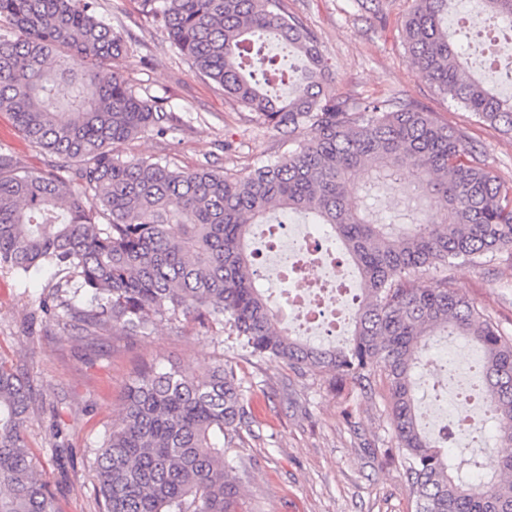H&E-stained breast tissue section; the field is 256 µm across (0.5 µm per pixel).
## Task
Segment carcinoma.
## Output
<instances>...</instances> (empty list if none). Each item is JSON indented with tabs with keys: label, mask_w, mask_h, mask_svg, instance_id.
Masks as SVG:
<instances>
[{
	"label": "carcinoma",
	"mask_w": 512,
	"mask_h": 512,
	"mask_svg": "<svg viewBox=\"0 0 512 512\" xmlns=\"http://www.w3.org/2000/svg\"><path fill=\"white\" fill-rule=\"evenodd\" d=\"M192 71L215 83L296 147L246 176L164 159H124L113 146L164 136L181 117L164 95L136 89L113 69L130 46L97 0H0V112L46 156L22 167L0 150V272L64 275L41 312L49 326L84 337L158 323L219 325L244 347L305 372H332L353 389L381 373L389 417L416 512H512V455L486 458L500 479L470 484L477 458L451 457L425 432L414 395L426 338L477 345L480 385L498 439L512 443V336L444 275L512 250V182L487 168L462 129L400 97L351 102L324 92L318 38L285 0H133ZM402 43L436 90L480 121L512 132V98L464 68L446 26L458 0H410ZM512 22V0H480ZM276 42L304 58L283 97L272 86ZM414 183L410 229L378 224L365 199ZM327 224L360 277L346 343L315 346L277 326L251 266L250 229L277 212ZM77 281L75 304L62 289ZM65 315L58 314V308ZM39 407L28 378L0 360V512H59L24 431ZM250 426L235 368L206 377L178 368L140 373L93 461L102 512H240L239 481L224 456Z\"/></svg>",
	"instance_id": "1"
}]
</instances>
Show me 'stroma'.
I'll return each instance as SVG.
<instances>
[{"mask_svg":"<svg viewBox=\"0 0 512 512\" xmlns=\"http://www.w3.org/2000/svg\"><path fill=\"white\" fill-rule=\"evenodd\" d=\"M111 24L123 26L131 51L117 70L131 84L167 96L183 127L159 137L145 133L115 145L126 158H165L185 169L207 165L247 175L294 148L293 140L255 121L249 109L195 76L165 33L143 19L132 0H98ZM316 33L333 75L328 95L352 101L385 95L411 98L449 127L467 131L493 175L512 178V135L479 121L423 78L400 38L406 0H386L385 26L367 20L354 0H287ZM231 152H224V143ZM0 149L27 169L45 157L0 112ZM448 277L459 293L486 308L512 336V261L458 265ZM57 275L32 271L28 279L0 272V357L30 379L41 396L26 439L55 495L60 512H98L92 471L104 430L117 418L127 386L143 369L178 367L206 375L231 364L241 381L251 426L224 465L238 478L243 512H415L382 382L342 389L332 374H300L261 357L216 327L195 322L177 329L157 324L144 336L104 333L80 340L44 332L38 320Z\"/></svg>","mask_w":512,"mask_h":512,"instance_id":"stroma-1","label":"stroma"}]
</instances>
